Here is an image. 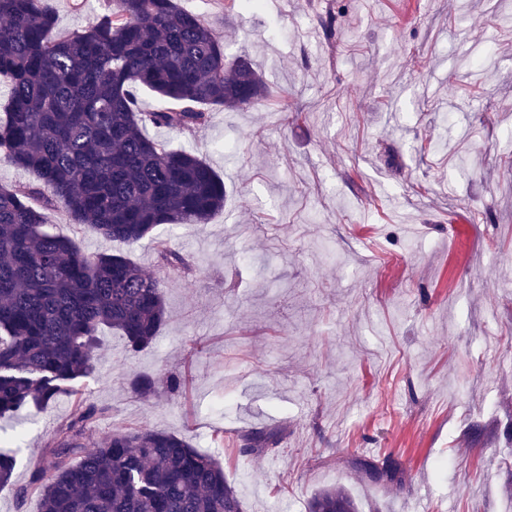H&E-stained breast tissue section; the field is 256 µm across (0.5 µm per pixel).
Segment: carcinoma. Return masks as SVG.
<instances>
[{
	"instance_id": "1",
	"label": "carcinoma",
	"mask_w": 512,
	"mask_h": 512,
	"mask_svg": "<svg viewBox=\"0 0 512 512\" xmlns=\"http://www.w3.org/2000/svg\"><path fill=\"white\" fill-rule=\"evenodd\" d=\"M119 9L57 40L43 0H0V155L37 183L0 186V418L75 396L69 418L25 486L17 457L0 452V490L41 512H244L222 462L182 436L131 428L97 442L105 410L73 390L94 372L100 332L129 351L150 346L166 321L162 282L123 254L89 257L48 228L62 202L76 225L133 245L161 225L206 224L224 208V183L188 147L148 127L191 135L221 108L264 105L269 89L249 58L228 59L212 27L177 0H118ZM153 93L157 107L144 104ZM160 264L189 270L166 244ZM279 428L243 431L239 452L261 457ZM50 477H45V472ZM308 512H358L344 490H323Z\"/></svg>"
}]
</instances>
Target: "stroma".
I'll return each mask as SVG.
<instances>
[{"instance_id": "obj_1", "label": "stroma", "mask_w": 512, "mask_h": 512, "mask_svg": "<svg viewBox=\"0 0 512 512\" xmlns=\"http://www.w3.org/2000/svg\"><path fill=\"white\" fill-rule=\"evenodd\" d=\"M179 2L282 103L214 111L192 136L148 128L223 178L209 223L127 245L51 211L84 253L126 254L164 284L154 343L132 354L105 330L78 384L106 410L92 440L186 436L221 459L244 512H306L326 488L359 512H512V0ZM45 4L55 38L117 6ZM159 240L192 272L161 266ZM139 375L152 396L132 391ZM71 410L63 395L0 418L16 484ZM260 427L282 429L278 451L239 453L232 436ZM389 458L400 483L356 466Z\"/></svg>"}]
</instances>
